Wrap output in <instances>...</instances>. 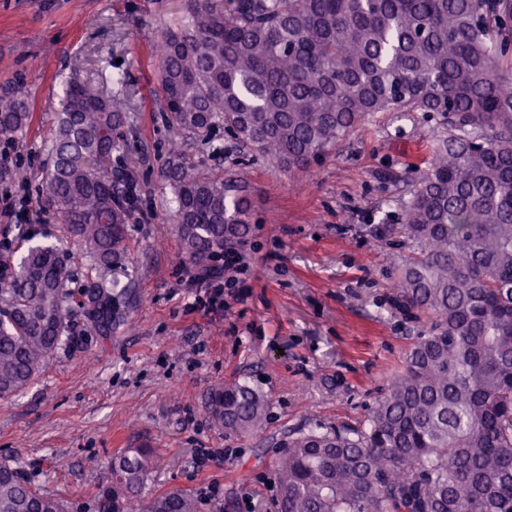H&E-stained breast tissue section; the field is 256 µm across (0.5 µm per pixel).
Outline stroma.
Listing matches in <instances>:
<instances>
[{
    "label": "stroma",
    "instance_id": "35a3bbf8",
    "mask_svg": "<svg viewBox=\"0 0 512 512\" xmlns=\"http://www.w3.org/2000/svg\"><path fill=\"white\" fill-rule=\"evenodd\" d=\"M185 0H0V97L26 95L31 123L0 144L11 167L40 168L44 139L71 72L123 74L127 146L116 158L134 181L131 261L116 273L131 299L106 336L76 321L26 392L0 398V461H9L66 512H98L110 464L143 444L157 460L139 504L170 489L196 494L200 512H276V461L289 430L353 425L400 372L429 320L398 294L411 249L394 228L416 171L429 166L433 122L381 112L330 148L308 172L245 161L223 132L224 153L189 146V156L247 186L253 233L249 263L224 306L209 309L180 264L174 205L163 177L171 135L155 106L157 43ZM0 179V246L8 228L55 233L40 206L42 184L7 197ZM247 382L270 402L265 428L225 435L212 393ZM199 448L224 455L198 466Z\"/></svg>",
    "mask_w": 512,
    "mask_h": 512
}]
</instances>
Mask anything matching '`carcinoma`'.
Returning <instances> with one entry per match:
<instances>
[{
	"instance_id": "obj_1",
	"label": "carcinoma",
	"mask_w": 512,
	"mask_h": 512,
	"mask_svg": "<svg viewBox=\"0 0 512 512\" xmlns=\"http://www.w3.org/2000/svg\"><path fill=\"white\" fill-rule=\"evenodd\" d=\"M512 18V0H188L162 35L157 72L165 124L180 139L164 177L186 272L222 270L242 247L252 203L182 146L224 132L267 160L307 171L379 112L435 122L432 161L405 202L412 255L400 294L431 318L402 371L355 427L285 436L277 512H512V40L488 13ZM25 95L0 99V141L30 123ZM124 102L90 77L65 80L44 145L43 205L88 260L70 287V254L17 225L18 258L0 261V397L41 375L70 326L110 333L128 285L134 192L112 163L124 142ZM224 433L262 430L266 396L233 381L212 396ZM155 462L130 448L112 462L100 512H138L132 498ZM0 512H64L19 467L0 462ZM145 512H199L182 489Z\"/></svg>"
}]
</instances>
